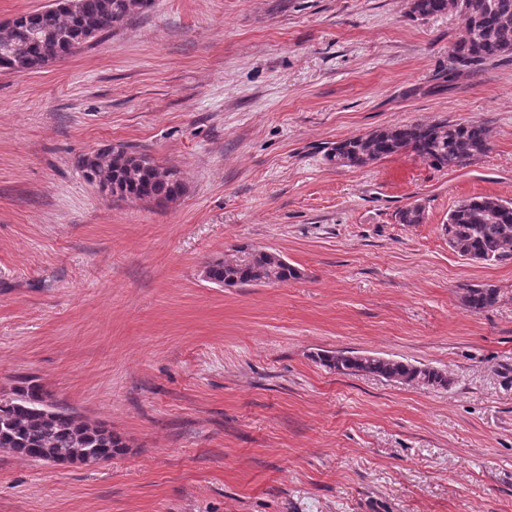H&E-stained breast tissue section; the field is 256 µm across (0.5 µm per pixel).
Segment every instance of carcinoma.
<instances>
[{
  "label": "carcinoma",
  "mask_w": 512,
  "mask_h": 512,
  "mask_svg": "<svg viewBox=\"0 0 512 512\" xmlns=\"http://www.w3.org/2000/svg\"><path fill=\"white\" fill-rule=\"evenodd\" d=\"M150 5L151 0H58L51 10L0 22V59L16 73L39 69L75 54ZM446 13L462 15L465 25L444 78L474 74L490 62L512 58V0H409L408 14L415 19ZM406 150L437 168H460L490 150L489 129L481 122L446 119L395 124L333 142L325 148V158L340 167H367ZM80 168L86 180L111 186L121 199L148 197L174 203L185 193L176 171L122 146L84 156ZM397 219L401 224H421L424 207L402 209ZM444 230L450 248L461 256L486 264L512 259V201L492 195L462 199L448 214ZM206 272L210 282L229 287L264 281L286 284L300 276L280 255L256 249L241 262L213 260ZM499 300L500 291L492 286L466 288L460 296L461 305L472 313L487 311ZM317 362L345 375L448 386V378L434 368L379 356L369 360L339 351L321 354ZM0 448L37 461L67 462L87 452L115 457L126 451L127 444L112 428L81 420L51 403L40 384L24 380L13 396L0 398Z\"/></svg>",
  "instance_id": "obj_1"
}]
</instances>
